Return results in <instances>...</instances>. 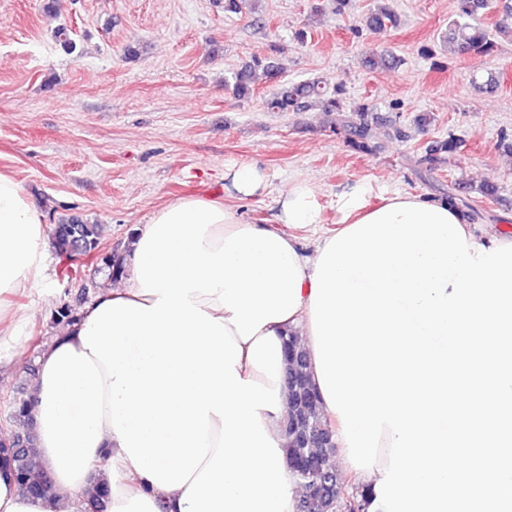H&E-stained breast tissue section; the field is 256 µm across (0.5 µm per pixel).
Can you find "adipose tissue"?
<instances>
[{
	"label": "adipose tissue",
	"instance_id": "1",
	"mask_svg": "<svg viewBox=\"0 0 512 512\" xmlns=\"http://www.w3.org/2000/svg\"><path fill=\"white\" fill-rule=\"evenodd\" d=\"M265 188L257 165H240L224 196L177 198L136 228L116 286L39 353L31 416L57 495L19 494L2 461L0 512H83L103 486L106 512H297L284 341L313 349L315 263L373 209L353 186L325 228L316 187L296 180L273 228L237 207ZM48 246L42 210L0 172V346L30 323L9 299L43 284Z\"/></svg>",
	"mask_w": 512,
	"mask_h": 512
}]
</instances>
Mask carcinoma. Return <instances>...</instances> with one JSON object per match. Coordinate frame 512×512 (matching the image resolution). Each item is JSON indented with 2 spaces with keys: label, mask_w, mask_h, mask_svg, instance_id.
<instances>
[{
  "label": "carcinoma",
  "mask_w": 512,
  "mask_h": 512,
  "mask_svg": "<svg viewBox=\"0 0 512 512\" xmlns=\"http://www.w3.org/2000/svg\"><path fill=\"white\" fill-rule=\"evenodd\" d=\"M379 6L365 19L366 26L375 32L384 31L395 22V15L389 7L377 0ZM492 0H459L460 20L448 28V42L459 50L475 55H487L494 47L489 33L477 22L480 12L491 8ZM273 80L281 74V67L262 57H256L252 65L234 73L233 91L238 96L248 97L254 91L256 71ZM342 87L329 89L322 80L286 82L266 100V107L272 112H297L316 101L329 114H337L336 123L349 132V146L357 151L371 149V125L367 119L371 111L369 104L361 103L352 109L355 118L343 116L345 108L339 99ZM458 147L455 138L450 137L431 146L428 161L440 162L438 154L451 153ZM54 253L63 261H70L76 254H92L93 262L110 270L111 278L123 274L122 251L108 248L103 243L102 225L85 224L78 221H60L50 232ZM287 374L285 378L289 395L288 423L284 425V450L288 463L300 459H316L319 468L315 477L300 478L304 488L299 500L300 512H340L337 491H347L353 499L362 496L359 488L342 479L336 472L334 455L336 447L321 440L329 422L325 419L318 392L307 372V356L304 346L296 336L285 341ZM0 456H6L14 464L15 479L36 490V496L49 499L54 495V484L48 476L37 447L34 431L24 434L3 433L0 435ZM318 480L322 493L309 495V482Z\"/></svg>",
  "instance_id": "obj_1"
}]
</instances>
